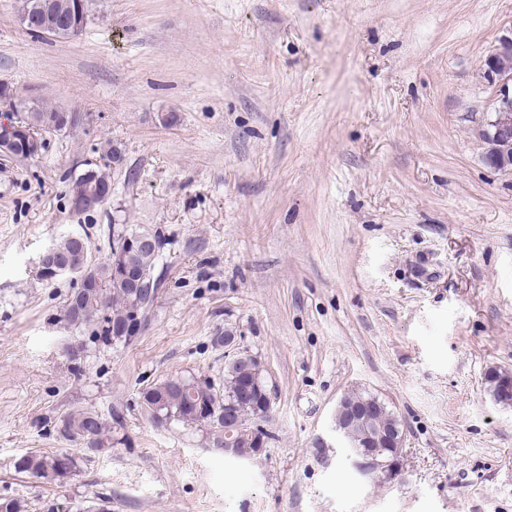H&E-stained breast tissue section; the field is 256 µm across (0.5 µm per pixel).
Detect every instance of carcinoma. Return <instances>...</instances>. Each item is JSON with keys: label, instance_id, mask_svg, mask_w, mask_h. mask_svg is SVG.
Returning a JSON list of instances; mask_svg holds the SVG:
<instances>
[{"label": "carcinoma", "instance_id": "cac0c4a2", "mask_svg": "<svg viewBox=\"0 0 512 512\" xmlns=\"http://www.w3.org/2000/svg\"><path fill=\"white\" fill-rule=\"evenodd\" d=\"M37 112L24 111L15 115V121L29 122L40 127L45 133L68 130L57 124V106L37 101ZM157 247L138 251L133 260L151 281V286L140 291L128 286L126 281L115 274V254L111 253L102 261H94L90 248L79 245L71 235H64L53 242V247L70 258L75 274L99 280V288L81 295L79 305L87 310L86 319L80 323L73 317L75 299L69 297L62 307L61 320L74 330H89L94 340L107 347L125 345L127 341L112 335L111 327L125 321L132 307H139L147 315L153 306L158 284L154 277L155 268L161 257L162 242L155 237ZM250 374L260 375L262 386H267L263 371L250 357L238 358L224 367V382L221 387L200 384L194 377H169L144 389L141 393L142 407L149 419L156 424L177 422L212 436L215 448L224 447V405H229L240 419L255 422L261 419L260 405L256 402L239 401L236 398L242 379ZM112 423L97 411L87 408L75 409L57 423L58 432L68 441L83 447L89 453H99L122 440L114 439L112 430L123 426L121 416L111 414ZM79 467V457L59 451L52 455L28 452L14 463L16 472L27 474L50 484H61L73 475Z\"/></svg>", "mask_w": 512, "mask_h": 512}]
</instances>
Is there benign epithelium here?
Instances as JSON below:
<instances>
[{
    "instance_id": "1",
    "label": "benign epithelium",
    "mask_w": 512,
    "mask_h": 512,
    "mask_svg": "<svg viewBox=\"0 0 512 512\" xmlns=\"http://www.w3.org/2000/svg\"><path fill=\"white\" fill-rule=\"evenodd\" d=\"M36 13L42 17V32L54 38L62 35L71 38L78 34L84 25L82 0H71L69 9L60 11L55 0H40L37 3ZM512 57V36L499 39L486 59L487 71L504 82H512V69L500 64L505 58ZM22 100L6 81H0V114L9 116L18 111ZM11 136L0 140V155L13 156V150L24 146L27 153L36 155L41 151L45 138L34 134L33 129L27 125L16 124L7 120L3 124ZM483 138L489 143L487 154L488 164L497 170L512 171V154L500 149L504 141L512 140V94L508 91L500 93L494 117L489 121L487 129L482 132ZM112 196V185L96 184L93 188L74 195L70 198L73 211L77 213L93 212ZM37 267L48 277L55 279L73 274L68 262L58 256L53 246H47L40 254ZM142 326V315L139 308H134L129 320L114 329V336H135ZM497 390L496 400L500 403H512V376L508 374H495L492 376ZM383 402L380 399L364 404L360 407L347 405L346 398H341L336 405L334 432L336 440L342 447L347 448L355 441H360L363 448L360 459L355 462L356 470L364 477L382 476L385 482H394L402 479L404 475V441L405 431L401 421H396L393 427L383 433H371L374 414L381 409ZM238 423V416L231 410L224 411V427L228 440L224 441V454L242 461H254L265 453L266 429L262 423L255 424L250 436L253 448L247 452L237 448L235 442L229 439L232 429Z\"/></svg>"
}]
</instances>
